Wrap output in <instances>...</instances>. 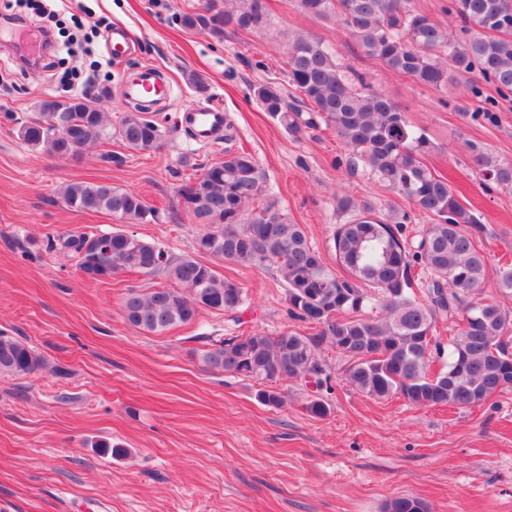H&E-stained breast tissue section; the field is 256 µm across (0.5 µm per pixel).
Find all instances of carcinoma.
<instances>
[{
  "label": "carcinoma",
  "instance_id": "obj_1",
  "mask_svg": "<svg viewBox=\"0 0 512 512\" xmlns=\"http://www.w3.org/2000/svg\"><path fill=\"white\" fill-rule=\"evenodd\" d=\"M297 2L309 16L335 17L364 55L418 84L443 90L454 70L474 75V121L496 120L498 101L483 86L503 98L512 95V0H448L444 11L459 21L451 35L413 0ZM180 23L217 37L229 29L252 32L267 24V7L265 0H208L202 10L183 14ZM286 67L298 96L290 102L279 84L261 82L250 87L254 99L291 134L332 128L347 147L351 171H367L430 218L417 239L403 235L410 213L395 207L378 213L339 197L337 210L346 220L333 236L336 265L344 270L337 273L304 226L267 198L263 172L250 153L234 146L226 118L224 160L178 190L185 208L209 227L195 238L194 254L174 257L122 230L70 236L63 246L76 254L79 270L94 280L133 271L181 285L131 294L124 302L130 325L162 333L194 321L205 308L233 312L245 303L241 284L217 276L196 255L276 265L286 284L289 317L317 332L287 329L273 336L252 330L224 337L203 354L212 370L266 384L282 378L307 384L315 377L319 388L329 379L320 356L327 343L349 358L348 384L377 400L398 395L413 406L468 407L512 388V351L505 340L512 316L495 302L472 298L486 277V258L475 242L482 227L448 179L425 163L435 149L426 130L413 126L398 102L373 89L318 37L298 39ZM109 95L104 86L94 95L44 99L39 112L20 124L19 137L59 157L70 156L74 144L114 135L134 149L158 150L163 132L139 106L107 129L100 102ZM471 159L487 188L512 190L511 161L493 160L479 147ZM62 194L72 208L106 211L127 224L158 215L136 193L110 184L71 182ZM369 308L384 315L372 317ZM441 321L460 324L446 345L437 336ZM436 359L443 364L433 372ZM42 366L34 348L0 332V374H27ZM387 512H425V506L415 497H399Z\"/></svg>",
  "mask_w": 512,
  "mask_h": 512
}]
</instances>
